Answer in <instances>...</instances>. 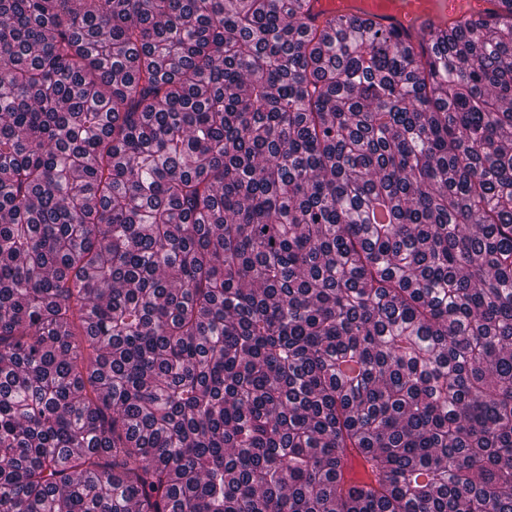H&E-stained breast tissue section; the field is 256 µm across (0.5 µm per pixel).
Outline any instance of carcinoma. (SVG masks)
<instances>
[{
    "instance_id": "obj_1",
    "label": "carcinoma",
    "mask_w": 512,
    "mask_h": 512,
    "mask_svg": "<svg viewBox=\"0 0 512 512\" xmlns=\"http://www.w3.org/2000/svg\"><path fill=\"white\" fill-rule=\"evenodd\" d=\"M0 0V512H512V0ZM310 6L318 24L333 16L356 14L385 30H396L403 40L413 42L425 31L446 24L501 13L498 0H311Z\"/></svg>"
}]
</instances>
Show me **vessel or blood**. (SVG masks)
<instances>
[{
    "label": "vessel or blood",
    "mask_w": 512,
    "mask_h": 512,
    "mask_svg": "<svg viewBox=\"0 0 512 512\" xmlns=\"http://www.w3.org/2000/svg\"><path fill=\"white\" fill-rule=\"evenodd\" d=\"M316 22L355 14L415 41L428 30L499 12L498 0H311Z\"/></svg>",
    "instance_id": "1"
}]
</instances>
